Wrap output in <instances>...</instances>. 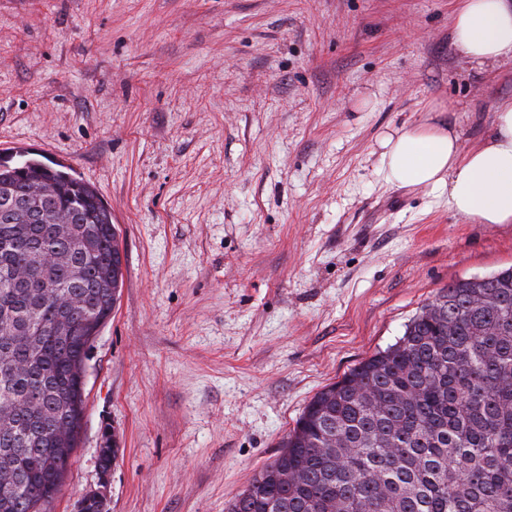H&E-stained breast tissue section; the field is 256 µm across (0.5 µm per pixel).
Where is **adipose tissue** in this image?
<instances>
[{
	"mask_svg": "<svg viewBox=\"0 0 512 512\" xmlns=\"http://www.w3.org/2000/svg\"><path fill=\"white\" fill-rule=\"evenodd\" d=\"M451 41L478 65L512 57V0H458ZM378 145L388 184L447 192L449 211L476 224H512V100L497 105L491 132L471 149L455 129L425 122Z\"/></svg>",
	"mask_w": 512,
	"mask_h": 512,
	"instance_id": "ef3b65f1",
	"label": "adipose tissue"
}]
</instances>
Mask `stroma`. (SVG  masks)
Masks as SVG:
<instances>
[{
	"label": "stroma",
	"instance_id": "1",
	"mask_svg": "<svg viewBox=\"0 0 512 512\" xmlns=\"http://www.w3.org/2000/svg\"><path fill=\"white\" fill-rule=\"evenodd\" d=\"M454 0H0V151L64 164L124 249L50 512H224L310 399L449 283L512 266V224L377 174L429 121L463 148L512 60L451 44ZM118 457L101 475L99 451Z\"/></svg>",
	"mask_w": 512,
	"mask_h": 512
}]
</instances>
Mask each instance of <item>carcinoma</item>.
Wrapping results in <instances>:
<instances>
[{
    "label": "carcinoma",
    "mask_w": 512,
    "mask_h": 512,
    "mask_svg": "<svg viewBox=\"0 0 512 512\" xmlns=\"http://www.w3.org/2000/svg\"><path fill=\"white\" fill-rule=\"evenodd\" d=\"M41 180L55 187L42 207L69 211L75 235H91L96 248L87 254L76 240L57 239L51 224L0 219V238L14 241L0 262L30 267L21 285L0 279V321L12 315L0 329V402L27 400L37 381L46 388L36 406L20 408L21 435L0 442V465L23 478L15 493L0 490V512H47L54 500L67 469L51 462L48 429L68 425L74 451L83 417L78 367L112 314L105 288L121 277L112 212L99 193L63 165L0 154V186L15 201ZM31 243L68 252L83 276L32 262ZM49 285L82 296L66 341L50 328L59 311L43 297ZM283 448L228 512H512V267L448 284L395 343L318 392ZM285 462L304 480L275 489L265 475Z\"/></svg>",
    "instance_id": "obj_1"
}]
</instances>
